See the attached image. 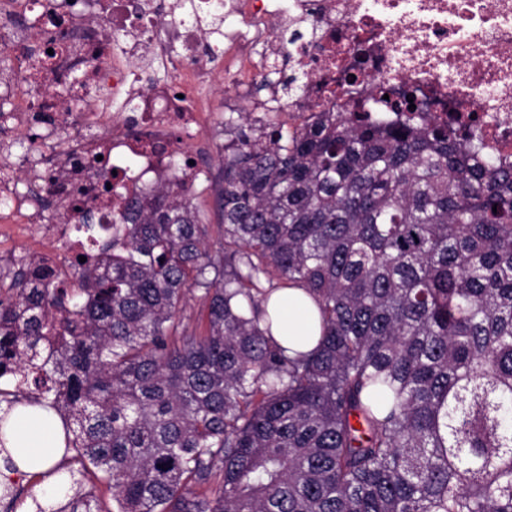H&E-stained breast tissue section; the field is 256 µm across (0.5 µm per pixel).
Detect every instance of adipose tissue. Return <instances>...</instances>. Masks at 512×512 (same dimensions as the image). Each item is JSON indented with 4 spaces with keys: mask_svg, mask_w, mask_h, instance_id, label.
I'll return each instance as SVG.
<instances>
[{
    "mask_svg": "<svg viewBox=\"0 0 512 512\" xmlns=\"http://www.w3.org/2000/svg\"><path fill=\"white\" fill-rule=\"evenodd\" d=\"M270 303L280 312L278 340L286 347L307 351L319 336V321L310 297L299 288H284L272 295ZM56 426L53 413L34 410L29 419L13 422L0 452L10 456L20 469L45 470L55 465Z\"/></svg>",
    "mask_w": 512,
    "mask_h": 512,
    "instance_id": "obj_1",
    "label": "adipose tissue"
}]
</instances>
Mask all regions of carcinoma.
Instances as JSON below:
<instances>
[{"instance_id":"obj_1","label":"carcinoma","mask_w":512,"mask_h":512,"mask_svg":"<svg viewBox=\"0 0 512 512\" xmlns=\"http://www.w3.org/2000/svg\"><path fill=\"white\" fill-rule=\"evenodd\" d=\"M321 112L288 134L224 119V240L177 180L124 196L70 261L1 278L0 434L62 422L66 501L37 512H512V163L474 134ZM315 300L290 356L265 306ZM202 291L206 326L184 324ZM280 312L281 328L274 335L286 347L308 351L317 344L319 321L310 297L300 288H284L272 295L269 309Z\"/></svg>"}]
</instances>
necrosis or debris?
Masks as SVG:
<instances>
[{"mask_svg": "<svg viewBox=\"0 0 512 512\" xmlns=\"http://www.w3.org/2000/svg\"><path fill=\"white\" fill-rule=\"evenodd\" d=\"M179 7L176 15L166 0H97L93 10L86 0H0V50L14 60L0 93L10 105L0 114V245L41 222L35 196L56 216V241L72 256L81 250L73 200L83 196L111 223L120 201L102 187L113 172H131L133 193L174 176L194 184L198 172L183 160L210 120L217 84L233 92L226 106L245 101L243 88L269 76L267 54L298 56L307 94L284 103L273 92L245 101L247 112L301 126L331 102L365 103L381 85L394 101L415 93L427 121L479 126L487 151L512 159V0H229L234 26L217 50L200 21L215 0ZM292 17L315 28L311 45L285 42ZM32 18L37 28H24ZM61 29L65 51L37 70ZM117 32L124 44H111ZM106 43L111 56L94 55ZM158 62L170 81H151ZM35 126L47 144L13 154L15 139Z\"/></svg>", "mask_w": 512, "mask_h": 512, "instance_id": "1", "label": "necrosis or debris"}]
</instances>
